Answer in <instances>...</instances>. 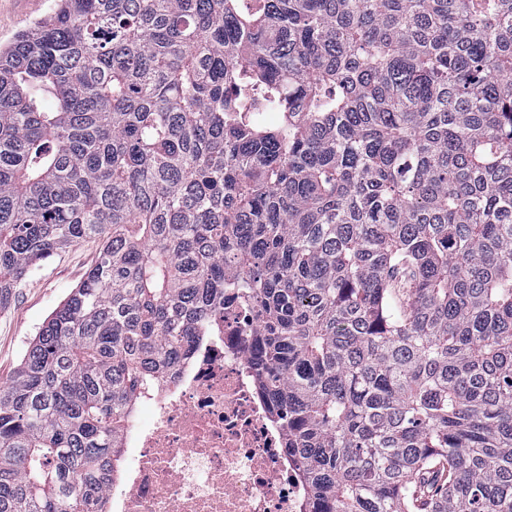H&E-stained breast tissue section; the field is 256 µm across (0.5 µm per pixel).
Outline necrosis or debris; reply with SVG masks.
<instances>
[{
    "mask_svg": "<svg viewBox=\"0 0 512 512\" xmlns=\"http://www.w3.org/2000/svg\"><path fill=\"white\" fill-rule=\"evenodd\" d=\"M255 324L235 289H225L223 319L142 398L110 512H305L307 486L258 390Z\"/></svg>",
    "mask_w": 512,
    "mask_h": 512,
    "instance_id": "obj_1",
    "label": "necrosis or debris"
}]
</instances>
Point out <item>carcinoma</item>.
<instances>
[{
    "instance_id": "cac0c4a2",
    "label": "carcinoma",
    "mask_w": 512,
    "mask_h": 512,
    "mask_svg": "<svg viewBox=\"0 0 512 512\" xmlns=\"http://www.w3.org/2000/svg\"><path fill=\"white\" fill-rule=\"evenodd\" d=\"M0 512H102L224 308L309 512H512V0H55L0 48ZM98 250L96 239L66 247L44 262L37 277L16 289L9 308L0 314V382L14 376L29 342L79 285L94 264Z\"/></svg>"
}]
</instances>
